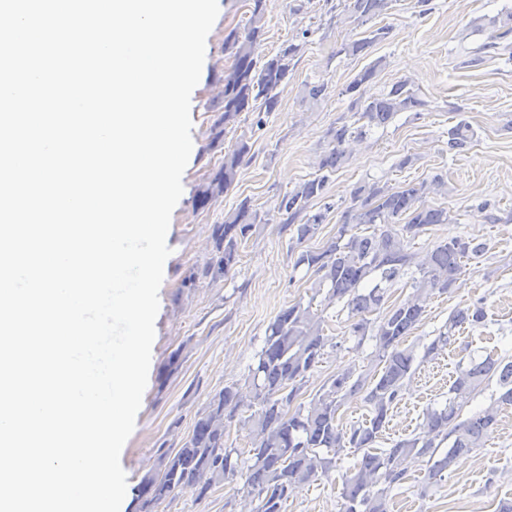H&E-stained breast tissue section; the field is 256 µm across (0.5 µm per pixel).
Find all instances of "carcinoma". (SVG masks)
<instances>
[{"label": "carcinoma", "mask_w": 512, "mask_h": 512, "mask_svg": "<svg viewBox=\"0 0 512 512\" xmlns=\"http://www.w3.org/2000/svg\"><path fill=\"white\" fill-rule=\"evenodd\" d=\"M247 2L248 21L232 29L225 41L232 62L224 71L223 89L207 106L219 113L211 126L216 140L224 134L221 126L236 122L243 112L256 114L254 124L263 126V115L277 110L278 88L301 51V45L291 42L271 58L259 56L266 0ZM342 5L350 16L367 22L383 13L388 0H344ZM390 31L384 25L367 37L346 40L337 53L364 57ZM381 63L377 59L364 67L343 89L342 94L351 101L354 121L343 117L336 121L329 131L331 147L320 159L318 173L283 195L278 204L288 224L295 226L299 244L314 236L331 209L326 203L324 210L308 212L312 202L326 199L330 176L346 161V144L373 128L387 126L400 112L420 113L427 107L405 81L395 83L386 94L367 95V86ZM327 88L325 81L306 83L303 100L316 103L326 96ZM469 132L465 122L452 127L448 131V150L467 147L472 139ZM249 152L250 146L243 139L224 151V159L199 190L198 205L204 207L232 188ZM431 192L448 193L443 174L396 189L376 183L356 187L349 220L341 225L335 239L320 252L301 253L295 264L313 272L318 290H326L327 304H343L357 344L372 337L374 357L381 369L370 377L349 369L324 385L309 404L297 403L307 373L318 366L326 347L334 343L324 334L323 319L312 310V303L299 301L281 310L267 326L256 354L249 392L232 384L214 395L184 446L163 460L159 473L141 482L140 512H154L157 504L185 487L199 488V497L203 498L213 487L238 479L243 481L241 491L248 498L249 512H283L294 489L318 481L346 448L360 456L343 474V512H389L388 492L400 487L411 459L429 456L433 460L429 479L438 483L459 457L482 447L496 425L497 411L489 407L465 418L464 408L471 395L492 380L503 389L496 400L498 406L512 405V361L488 358L459 369L448 402L425 410L419 434L396 441L389 448L377 447L389 423L390 408L402 399L417 370L414 347L405 345V341L423 320L427 296L448 292L460 279L463 259H476L486 250L482 242L453 237L416 260V254L410 251L411 242L427 226L450 221L446 208L427 204L426 196ZM259 221L258 211L246 197L224 216L223 223L213 225L214 256L204 266L203 274L214 281L228 277L239 263L240 244ZM352 223L357 227L368 225L372 232H354ZM413 266L419 276L411 277L412 295L392 306L380 323L371 322L367 315L380 309L390 287L408 275ZM487 318L484 297L456 308L448 323L424 347L422 359L441 355L456 342V331L463 325H483ZM354 397L370 406L372 417L345 427L337 417L338 410ZM245 408L250 410L243 419L251 436L248 459L225 441L226 422ZM447 440L448 450L439 451Z\"/></svg>", "instance_id": "1"}]
</instances>
